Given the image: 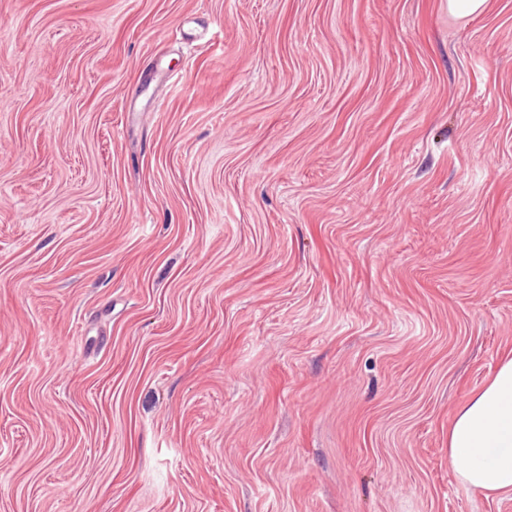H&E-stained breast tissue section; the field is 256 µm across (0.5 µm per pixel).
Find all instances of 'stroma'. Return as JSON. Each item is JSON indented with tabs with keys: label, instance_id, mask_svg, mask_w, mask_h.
Instances as JSON below:
<instances>
[{
	"label": "stroma",
	"instance_id": "1",
	"mask_svg": "<svg viewBox=\"0 0 512 512\" xmlns=\"http://www.w3.org/2000/svg\"><path fill=\"white\" fill-rule=\"evenodd\" d=\"M446 2L0 0V512H512V0ZM448 460L464 485L512 492V355L460 408L448 429Z\"/></svg>",
	"mask_w": 512,
	"mask_h": 512
}]
</instances>
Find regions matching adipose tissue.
Returning a JSON list of instances; mask_svg holds the SVG:
<instances>
[{
	"label": "adipose tissue",
	"instance_id": "1",
	"mask_svg": "<svg viewBox=\"0 0 512 512\" xmlns=\"http://www.w3.org/2000/svg\"><path fill=\"white\" fill-rule=\"evenodd\" d=\"M448 460L464 485L512 492V355L460 408L448 430Z\"/></svg>",
	"mask_w": 512,
	"mask_h": 512
}]
</instances>
